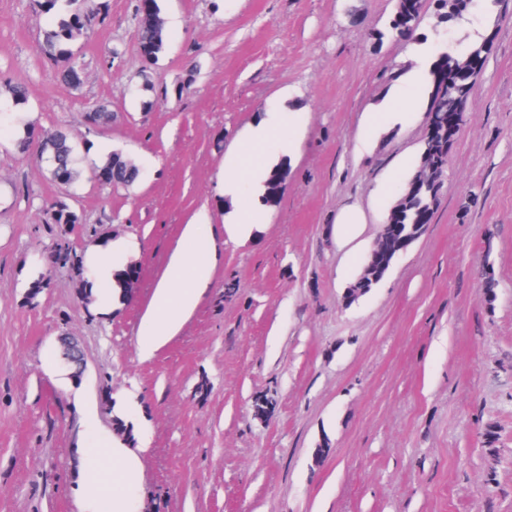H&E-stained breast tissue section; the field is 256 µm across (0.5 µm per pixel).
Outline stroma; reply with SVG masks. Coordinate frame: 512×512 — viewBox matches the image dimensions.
Here are the masks:
<instances>
[{"instance_id": "35a3bbf8", "label": "stroma", "mask_w": 512, "mask_h": 512, "mask_svg": "<svg viewBox=\"0 0 512 512\" xmlns=\"http://www.w3.org/2000/svg\"><path fill=\"white\" fill-rule=\"evenodd\" d=\"M99 3L74 48L76 89L44 53L50 14L0 0V512H84L80 450L118 421L142 458L131 512H512V5L449 25L429 9L418 48L390 29L395 0H158L171 39L148 62L138 0ZM485 39L431 224L346 303L420 163L425 55ZM399 95L415 108L396 123ZM94 104L118 112L111 128L85 125ZM272 104L297 138L289 157L267 148L288 170L279 202L243 185L247 233L222 246L182 330L143 358L156 283L175 249L195 247L184 224L205 210L198 241L223 233L224 157H255L249 130ZM23 120L69 129L83 168L96 143L142 176L64 197L15 149ZM61 199L75 228L47 221ZM351 209L362 222L348 240ZM59 239L71 261L31 295ZM110 244L113 271L142 275L104 299L89 258Z\"/></svg>"}]
</instances>
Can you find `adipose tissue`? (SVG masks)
<instances>
[{
	"mask_svg": "<svg viewBox=\"0 0 512 512\" xmlns=\"http://www.w3.org/2000/svg\"><path fill=\"white\" fill-rule=\"evenodd\" d=\"M217 260L213 243L203 260L181 249L173 252L145 315L144 356H151L180 330L207 288ZM82 457L81 494L91 512H128L125 493L138 475L139 456L107 441L83 449Z\"/></svg>",
	"mask_w": 512,
	"mask_h": 512,
	"instance_id": "ef3b65f1",
	"label": "adipose tissue"
}]
</instances>
